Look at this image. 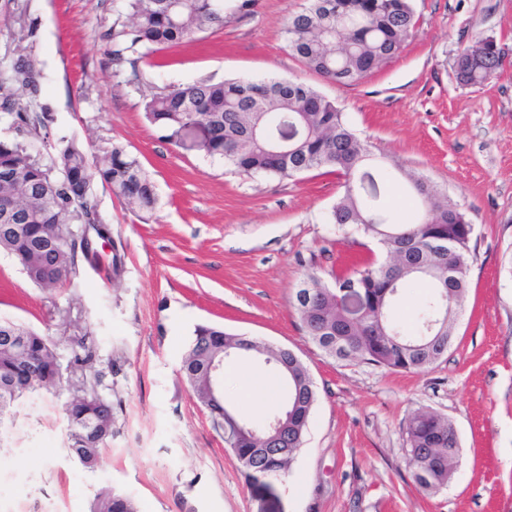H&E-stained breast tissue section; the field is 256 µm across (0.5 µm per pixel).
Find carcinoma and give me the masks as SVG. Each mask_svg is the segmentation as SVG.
<instances>
[{"label":"carcinoma","instance_id":"cac0c4a2","mask_svg":"<svg viewBox=\"0 0 512 512\" xmlns=\"http://www.w3.org/2000/svg\"><path fill=\"white\" fill-rule=\"evenodd\" d=\"M128 20L107 33L112 62L135 64L162 49L177 48L199 33L224 26L228 0H124ZM416 25L412 0H308V6L288 18L285 35L290 51L322 77L339 84L361 82L396 57ZM461 57H480L483 64L467 81L483 84L502 66L481 45L466 48ZM12 79L31 94L38 93L37 73L24 59L13 67ZM148 121L177 144L190 123L205 126L208 136L199 151L229 163L245 176L272 175L289 179L318 169L345 177L343 193L325 218L335 236L354 231L379 247L383 259L360 258L331 272L333 286L313 272L303 283L329 291L321 300H301L294 308L311 340L327 355L344 362H364L397 371L425 370L448 353L454 340V318L469 284L473 225L448 196L423 178L410 189L424 205L414 223L391 222L385 212L386 173L371 164L372 152L349 125L346 116L317 89L290 79L254 82L243 79L202 80L156 93L144 101ZM0 112L13 117L14 129L29 138L48 130L49 109L20 112L14 95L0 86ZM288 139L289 154L272 153L270 142ZM54 157L41 163L30 144L0 137V180L24 186L18 196L30 221L11 234H0V250L10 254L27 279L39 287L58 285L76 270L77 238L72 224H95V183L138 211L151 212L158 197L155 184L138 158L115 145L100 161L90 162L85 150L62 136ZM55 245V278L46 282L40 258L42 246ZM453 263L452 282L438 273ZM428 288L414 320L398 321L394 309L415 285ZM257 352L270 360L282 382L301 386L298 399L281 404L253 421L234 410L224 411V442L242 467L250 485L262 489L288 477L303 447L317 401L313 381L291 351L260 347L254 340L214 326L199 325L184 355L181 373L193 395L211 416L206 363L224 348ZM52 336L11 320H0V423L14 415L18 402L35 392L55 393L61 387L60 367ZM74 365L93 369L94 345H82ZM65 403L66 448L78 451V462L95 468L113 434L112 402L85 379L69 383ZM407 465L419 489L437 492L448 486L460 441L453 422L427 409H417L406 426ZM91 512H137L132 499L111 490L101 492Z\"/></svg>","mask_w":512,"mask_h":512}]
</instances>
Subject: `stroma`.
<instances>
[{
  "label": "stroma",
  "instance_id": "stroma-1",
  "mask_svg": "<svg viewBox=\"0 0 512 512\" xmlns=\"http://www.w3.org/2000/svg\"><path fill=\"white\" fill-rule=\"evenodd\" d=\"M306 0H252L216 32L116 68L105 35L126 20L123 0H0V80L19 58L39 93L15 92L54 115L32 149L50 161L57 137L90 158L124 145L151 174L158 205L130 210L103 184L94 201L96 263L70 282L30 283L0 251V318L50 333L63 372L82 336L96 348L95 387L113 405L100 464L65 448L64 396L28 398L0 435V512H90L111 490L139 512H262L264 504L181 375L193 331L215 325L294 352L317 392L309 432L279 512H512V0H413L402 52L355 85L329 82L289 50L284 26ZM509 59L488 82L458 83L454 61L485 37ZM293 79L333 100L399 185L393 217L423 211L402 182L421 177L474 226L470 288L446 357L423 371L348 364L306 336L293 307L311 271L328 278L353 250L324 222L340 196L327 169L288 180L243 177L222 161L164 140L143 98L201 79ZM451 419L460 450L448 486L415 488L406 463L411 411Z\"/></svg>",
  "mask_w": 512,
  "mask_h": 512
}]
</instances>
